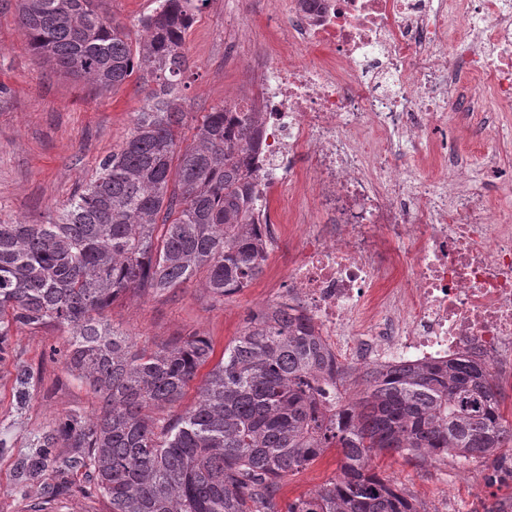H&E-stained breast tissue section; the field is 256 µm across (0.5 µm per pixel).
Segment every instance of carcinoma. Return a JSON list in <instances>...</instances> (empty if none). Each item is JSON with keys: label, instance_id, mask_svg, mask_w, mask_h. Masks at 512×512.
I'll list each match as a JSON object with an SVG mask.
<instances>
[{"label": "carcinoma", "instance_id": "cac0c4a2", "mask_svg": "<svg viewBox=\"0 0 512 512\" xmlns=\"http://www.w3.org/2000/svg\"><path fill=\"white\" fill-rule=\"evenodd\" d=\"M20 26L36 53L102 89L133 74L156 85L121 147L70 199L60 221L0 224V363L11 336L54 325L52 354L88 386L93 418L62 414L20 449L15 481L38 485L30 512H53L50 475L82 470L84 493L110 512H279L282 480L335 449L340 474L286 512H419L415 499L378 475L380 452L455 457L485 466L489 486L512 468V423L490 368L465 357L372 368L349 401L351 369L333 365L322 337L285 309L250 313L206 374L195 402L169 419L212 355L202 336L138 349L107 319L127 292H165L206 272L216 298L247 287L263 270L266 245L254 222L260 128L217 106L183 145L179 95L183 51L198 5L164 0L142 18L133 42L99 0H18ZM17 416L36 377L15 363ZM62 448L77 452L65 454Z\"/></svg>", "mask_w": 512, "mask_h": 512}]
</instances>
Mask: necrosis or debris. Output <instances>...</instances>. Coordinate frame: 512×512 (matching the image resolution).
I'll list each match as a JSON object with an SVG mask.
<instances>
[{
    "mask_svg": "<svg viewBox=\"0 0 512 512\" xmlns=\"http://www.w3.org/2000/svg\"><path fill=\"white\" fill-rule=\"evenodd\" d=\"M289 63L256 65L261 193L301 160L328 223L301 222L277 298L358 360L412 365L466 352L512 383V212L448 144L446 113L468 77L512 106V0H287ZM445 174L417 179V154ZM409 278L396 282L399 264Z\"/></svg>",
    "mask_w": 512,
    "mask_h": 512,
    "instance_id": "4bbe7bcc",
    "label": "necrosis or debris"
}]
</instances>
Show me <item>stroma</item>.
Instances as JSON below:
<instances>
[{
  "instance_id": "obj_1",
  "label": "stroma",
  "mask_w": 512,
  "mask_h": 512,
  "mask_svg": "<svg viewBox=\"0 0 512 512\" xmlns=\"http://www.w3.org/2000/svg\"><path fill=\"white\" fill-rule=\"evenodd\" d=\"M282 0H205L185 35L190 69L181 89L186 112L182 136L192 142L197 124L211 108L229 104L251 89L247 63H228L224 46L248 27L267 61L281 58L286 18ZM0 224H46L58 220L77 190L92 179L100 159L118 149L133 129L134 116L147 88L129 78L116 90H103L61 71L54 61L32 53L19 25L16 0H0ZM448 134L463 156L483 150L499 153L512 170V145H495L491 137L459 115L449 114ZM287 278L280 254L268 257L262 273L244 289L218 300L203 288L202 278L159 294L126 295L112 304L108 317L138 346L155 349L186 336L206 337L213 360L239 333L246 312L275 301ZM60 340L52 326L15 331L12 347L32 367L37 394L26 415L10 429L0 428L9 449L0 454V512H27L13 478L10 448L21 447L29 433L58 415H92L98 404L73 379L63 362L50 360L51 344ZM381 475L394 480L425 512H479L490 493L479 464L386 455L376 461ZM340 472L335 451L290 475L277 502L315 491Z\"/></svg>"
}]
</instances>
